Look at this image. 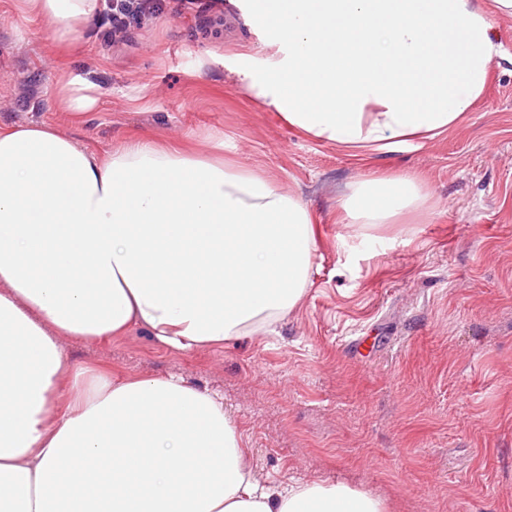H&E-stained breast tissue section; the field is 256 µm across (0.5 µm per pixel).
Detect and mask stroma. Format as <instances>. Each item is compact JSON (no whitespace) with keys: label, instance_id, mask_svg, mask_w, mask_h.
Masks as SVG:
<instances>
[{"label":"stroma","instance_id":"35a3bbf8","mask_svg":"<svg viewBox=\"0 0 512 512\" xmlns=\"http://www.w3.org/2000/svg\"><path fill=\"white\" fill-rule=\"evenodd\" d=\"M21 0H0V123L47 122L104 153L147 136L263 173L318 226L312 284L266 333L180 351L135 327L65 340L73 365L175 376L223 399L259 478L337 481L386 512H512V17L475 109L423 145L349 157L291 128L240 70L287 57L248 0H153L112 39V0L60 50ZM216 53L223 64L205 59ZM95 84L77 118L67 77ZM419 177L431 209L362 230L338 200L361 173Z\"/></svg>","mask_w":512,"mask_h":512}]
</instances>
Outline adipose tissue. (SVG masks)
Segmentation results:
<instances>
[{
    "mask_svg": "<svg viewBox=\"0 0 512 512\" xmlns=\"http://www.w3.org/2000/svg\"><path fill=\"white\" fill-rule=\"evenodd\" d=\"M70 48L99 0H23ZM288 46L246 87L347 154L453 129L500 54L512 0H250ZM418 178L362 175L349 223L425 206ZM309 207L261 173L136 138L100 154L0 125V512H384L344 483L260 481L222 403L174 378L70 368L61 338L131 326L192 349L285 319L316 251Z\"/></svg>",
    "mask_w": 512,
    "mask_h": 512,
    "instance_id": "adipose-tissue-1",
    "label": "adipose tissue"
}]
</instances>
